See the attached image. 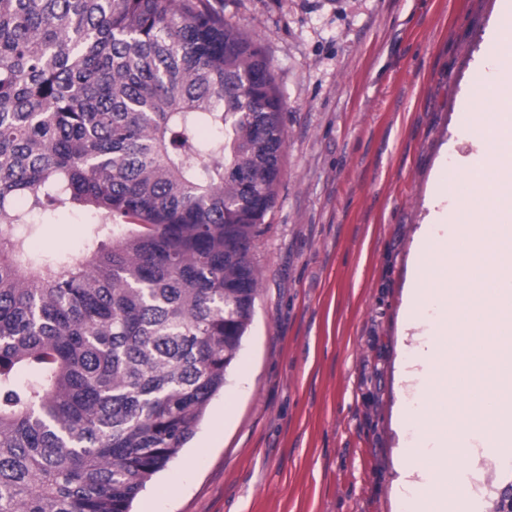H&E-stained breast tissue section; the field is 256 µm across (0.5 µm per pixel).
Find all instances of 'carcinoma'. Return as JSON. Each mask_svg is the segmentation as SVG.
Segmentation results:
<instances>
[{
  "label": "carcinoma",
  "mask_w": 512,
  "mask_h": 512,
  "mask_svg": "<svg viewBox=\"0 0 512 512\" xmlns=\"http://www.w3.org/2000/svg\"><path fill=\"white\" fill-rule=\"evenodd\" d=\"M283 102L208 0H0V512H131L251 322ZM82 209V255L33 215Z\"/></svg>",
  "instance_id": "obj_1"
}]
</instances>
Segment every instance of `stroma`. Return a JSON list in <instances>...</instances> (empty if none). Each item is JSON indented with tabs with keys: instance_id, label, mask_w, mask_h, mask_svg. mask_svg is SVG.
I'll return each mask as SVG.
<instances>
[{
	"instance_id": "35a3bbf8",
	"label": "stroma",
	"mask_w": 512,
	"mask_h": 512,
	"mask_svg": "<svg viewBox=\"0 0 512 512\" xmlns=\"http://www.w3.org/2000/svg\"><path fill=\"white\" fill-rule=\"evenodd\" d=\"M270 62L284 102L278 195L251 255L252 322L226 386L132 512H403L393 485L424 389L400 360L424 319L403 316L431 197L462 211L455 173L479 151L463 123L491 76L499 0H210ZM72 210L39 225L41 250L79 252ZM490 512L512 446L463 471Z\"/></svg>"
}]
</instances>
